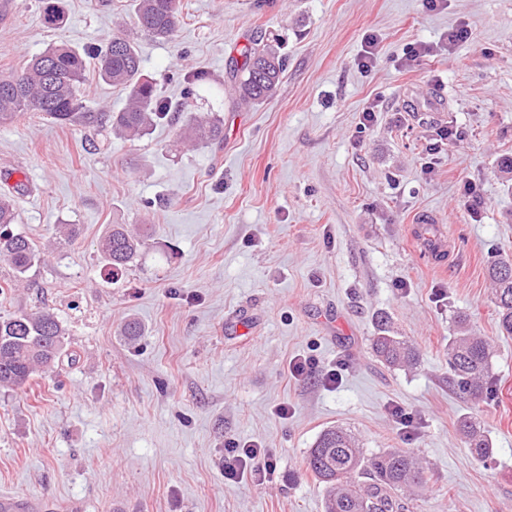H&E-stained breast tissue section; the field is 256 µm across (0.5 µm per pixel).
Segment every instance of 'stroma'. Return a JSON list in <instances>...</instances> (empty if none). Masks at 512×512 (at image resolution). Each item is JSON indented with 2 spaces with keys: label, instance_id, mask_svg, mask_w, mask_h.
<instances>
[{
  "label": "stroma",
  "instance_id": "35a3bbf8",
  "mask_svg": "<svg viewBox=\"0 0 512 512\" xmlns=\"http://www.w3.org/2000/svg\"><path fill=\"white\" fill-rule=\"evenodd\" d=\"M183 3L169 40L136 29L131 0H61L57 29L39 0H11L0 19V73L55 45L84 53L128 36L169 109L131 139L40 114L0 125L12 229L45 251L19 280L0 259V315L51 307L70 342L57 369L0 388V497L13 512H324L305 459L341 425L366 454L404 448L421 462L414 512H512V336L486 275L512 255V176L500 168L512 157V0ZM461 28L467 39L449 43ZM255 39L285 71L272 98L244 104L232 74ZM420 46L428 54L411 57ZM81 93L96 112L128 100L92 65ZM194 116L220 120L223 141H185ZM426 223L453 238L454 263L431 265L412 241ZM61 224L80 235L60 249ZM113 224L147 236L116 281L97 252ZM461 312L493 346L494 395L478 403L449 383ZM379 315L418 365L378 360ZM129 319L142 326L133 340ZM301 357L317 371L296 379ZM469 416L493 461L463 443ZM233 440L265 450L269 482L225 481Z\"/></svg>",
  "mask_w": 512,
  "mask_h": 512
}]
</instances>
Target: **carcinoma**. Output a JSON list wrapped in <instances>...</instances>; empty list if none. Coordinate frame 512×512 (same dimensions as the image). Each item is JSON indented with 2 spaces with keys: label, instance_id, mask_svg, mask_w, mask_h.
Wrapping results in <instances>:
<instances>
[{
  "label": "carcinoma",
  "instance_id": "carcinoma-1",
  "mask_svg": "<svg viewBox=\"0 0 512 512\" xmlns=\"http://www.w3.org/2000/svg\"><path fill=\"white\" fill-rule=\"evenodd\" d=\"M42 20L49 27L64 22L59 0H39ZM182 0H134L137 28L158 39H169L182 17ZM242 64L233 71L236 92L247 103L274 96L285 71V61L270 46L253 41L241 51ZM92 58L99 75L129 93L128 104L112 114V128L126 137L146 133L166 107L155 99L152 82L142 78V59L128 37H114L95 49ZM87 71L85 56L63 44L31 59L20 73L0 74V124L39 112L60 124L79 123L99 127L104 115L89 109L81 98ZM184 136L197 144L224 139L221 122L193 118ZM16 214L8 194L0 195V257L23 277L41 261V251L28 237L7 232ZM144 236L126 224H113L98 244L101 270L116 279L136 261ZM488 278L497 308L498 326L512 336V257L505 256L488 268ZM373 350L385 364L409 368L417 353L396 335L386 317L375 322ZM67 344V331L50 309L0 316V387L22 389L33 376L57 367ZM492 350L490 342L476 335L468 315L455 320L454 336L448 344L450 382L460 393L482 399L488 390ZM460 434L471 454L486 460L494 453L480 421L461 422ZM307 468L324 484V512H413L406 491L424 483V468L404 448H389L367 456L358 439L340 427L319 435L309 450Z\"/></svg>",
  "mask_w": 512,
  "mask_h": 512
}]
</instances>
